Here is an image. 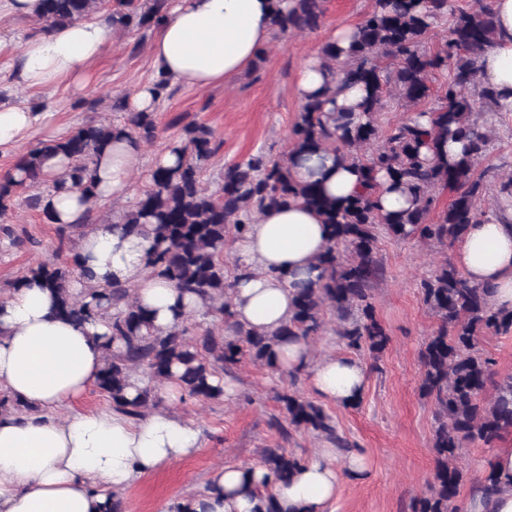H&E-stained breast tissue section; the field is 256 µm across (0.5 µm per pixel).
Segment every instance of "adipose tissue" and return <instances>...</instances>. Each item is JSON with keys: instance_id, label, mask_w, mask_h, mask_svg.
I'll return each instance as SVG.
<instances>
[{"instance_id": "1", "label": "adipose tissue", "mask_w": 512, "mask_h": 512, "mask_svg": "<svg viewBox=\"0 0 512 512\" xmlns=\"http://www.w3.org/2000/svg\"><path fill=\"white\" fill-rule=\"evenodd\" d=\"M273 2L170 0L148 46L159 74L201 89L242 72L275 36ZM489 8L494 35L476 65L498 94V111L512 112V0H489ZM115 38V26L95 19L46 30L23 45L20 76L29 88L66 79L81 85ZM329 78L321 50L309 52L298 74V100L324 94ZM39 123V113L26 104L0 105V148L18 145ZM143 154L141 141L114 132L111 146L92 165L94 200L126 201ZM292 174L301 183L321 180L333 197L355 195L366 186L358 167L337 162L326 150L309 162L294 159ZM327 245L326 225L303 201L255 215L232 247L235 319L264 331L286 322L295 288L320 281L323 270L316 259ZM151 246V240L126 233L123 224L93 226L76 251L77 263L91 277L73 281L71 293L92 284H129L155 326L170 329L200 301L150 273ZM454 263L470 283L492 287L494 308L512 311V205L487 211L480 223L469 225ZM109 333L104 319L77 322L61 315L53 291L38 279L0 297V388L28 407L24 413L0 410V512H101L107 494L121 493L143 474L199 449L194 423L173 411L137 420L117 411L72 412V404L97 383ZM277 353L283 370L306 372L310 390L338 406L354 405L366 384L362 362L336 355L312 358L305 341L282 344ZM489 466L495 489L472 495L465 512H512V447L490 448ZM368 471L362 454L341 459L335 449H316L288 484L276 486L281 512H329L341 480L359 481ZM265 475L259 465L219 468L209 491L194 495L187 506L190 512H255L258 498L239 488L245 482L263 485Z\"/></svg>"}]
</instances>
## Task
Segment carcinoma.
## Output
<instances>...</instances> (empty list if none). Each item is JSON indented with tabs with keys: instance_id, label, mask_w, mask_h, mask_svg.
<instances>
[{
	"instance_id": "carcinoma-1",
	"label": "carcinoma",
	"mask_w": 512,
	"mask_h": 512,
	"mask_svg": "<svg viewBox=\"0 0 512 512\" xmlns=\"http://www.w3.org/2000/svg\"><path fill=\"white\" fill-rule=\"evenodd\" d=\"M105 0H41L38 21L45 28L57 27L91 17ZM169 0H114L109 19L118 28L133 31L156 25L164 17ZM325 15L324 0H291V7H276L274 25L278 32L318 29ZM448 15V0H375V8L359 24L346 49L331 44L322 47L327 66L344 53L343 83L364 87L359 112H326L325 101L315 98L303 104L293 127L292 143L299 153L331 147L340 159L367 173L384 171L393 184L411 199V207L382 215L373 198L375 186L348 198L328 196L319 183L300 184L290 172L288 156L278 159L264 154L228 166L216 191L203 183L202 172L213 154V131L198 124L184 129L183 154L174 169L151 172L143 194L127 205L120 219L126 229L154 238L148 261L150 272L173 284L183 293L196 296L210 324L190 335L179 322L160 332L148 310L137 304L132 289L117 282L87 289L82 297L69 292L68 284L77 271L56 263L42 262L30 269L57 295L64 314L86 321L107 318L112 341L118 348L108 352L96 387L112 408L139 419L156 406V385L172 370L179 371L183 393L203 400L224 397L220 375H231L245 361L279 370L276 347L283 341H310L324 327V312L336 316V336L348 349L381 353L389 338L377 321L371 303V287L382 275L375 250L382 237L422 241L450 247L463 237L466 228L484 214L479 199L484 191L475 165L491 142V130L473 115L495 104L497 93L483 83L476 60L493 34L489 8L476 13L459 11L442 52L429 57L420 51L433 21ZM453 64L448 81L441 86L438 106L429 114L431 128L407 121L381 131L377 112L383 93L391 88L408 106L430 96L429 69ZM113 108L124 112L120 127L144 142L156 136L152 112H127L119 100ZM85 125L69 134L43 140L15 164L23 173L0 182V219L12 210L17 191L46 182L45 163L63 156L73 163L67 179L49 183L44 192L27 197L30 208L41 212L50 223L52 213L44 206L51 192L67 188L88 198L93 181L87 160L101 154L118 127ZM453 137L464 143L452 160L444 159L439 144ZM382 139L373 153L363 156V146ZM456 192L448 208L437 219L429 218L434 193ZM301 199L316 210L329 231V243L318 257L324 278L314 287L299 289L291 315L281 327L258 331L233 319L224 265V247L229 230L240 236L254 215ZM424 302L437 318V327L421 351L423 395L435 406L437 427L432 448L437 464L430 494L419 499L415 512H459L454 501L462 473L456 465L459 452L469 444L492 448L503 434L512 431V375L494 380V362L483 356L481 339L488 333L512 331V312L493 308L490 289L472 285L455 265L446 261L434 277L422 285ZM144 372L154 382L131 399L129 378ZM494 395H488L489 387ZM281 414L271 425L283 437L290 431H310L347 451L341 437L321 405L297 392L279 396ZM304 458L287 448H265L261 466L268 471L264 490H255L265 500L263 512H279L273 488L287 483Z\"/></svg>"
}]
</instances>
